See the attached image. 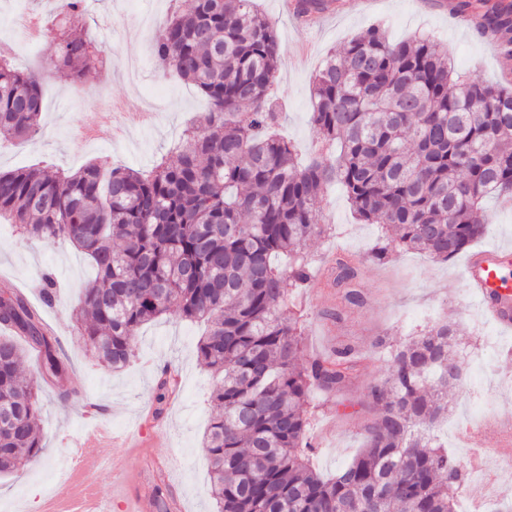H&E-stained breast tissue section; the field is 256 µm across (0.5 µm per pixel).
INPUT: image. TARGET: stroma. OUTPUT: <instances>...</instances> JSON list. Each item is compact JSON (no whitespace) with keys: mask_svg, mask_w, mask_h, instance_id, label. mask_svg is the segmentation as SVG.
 <instances>
[{"mask_svg":"<svg viewBox=\"0 0 512 512\" xmlns=\"http://www.w3.org/2000/svg\"><path fill=\"white\" fill-rule=\"evenodd\" d=\"M191 2L85 0L84 13L73 23L72 32L98 45L103 64L73 82L60 78L48 47L25 38L15 24L16 17L32 9L44 18L53 17L54 0H0V41L13 44L15 64L44 74L43 131L22 142H1L0 171L38 167L71 174L95 160L146 170L171 157L184 129L196 113L207 110L208 103L172 68L160 65L152 47L158 25L172 7L185 9ZM284 2L257 0V6L275 23L282 46L270 90L281 113L280 132L304 159L310 157L316 141L310 120L316 71L329 52L342 49L371 26L384 27L395 41L433 37L447 48L458 72L479 82L498 81L506 67L496 43L456 12L457 0H335L334 10L308 18L297 17ZM104 83L113 98L139 97L154 111L153 122L144 123L133 110L124 118L121 138L104 130L95 141H86L80 132L85 95ZM322 207L332 232L309 242L315 280L292 295L304 312V357H320L349 344L362 353L364 363L344 390L311 395L310 439L320 471L335 473L361 446V427L369 416L364 396L388 369L380 341L405 342L439 318L456 322L460 331L454 352L463 379L460 388L448 394V422L438 438L450 454L463 451L462 427L479 406L471 398L475 392L484 398L479 407L486 425L512 418V329L488 322L471 299L461 278L465 255L441 262L398 250L386 262L369 261V250L382 233L380 225L358 220L335 185L325 189ZM337 254L356 263L362 304H343L328 285L326 269ZM47 274L57 283L58 297L46 306L41 286ZM94 275L87 257L69 242L31 239L13 225L0 223V289H27L30 302L54 327L69 364L68 376L44 387L41 394L40 460L23 471L0 476V512L20 498L25 501L22 512H41V489L46 485L59 496L71 493L72 485L60 481L57 471L71 465L80 444L113 458L116 469L130 470L146 493L156 483L153 461L163 462L182 512H216L202 447L213 413L209 401L213 380L196 356L202 325L169 312L141 329L130 365L112 370L90 358L74 319L82 290ZM334 309L340 310V320L326 318V311ZM157 362L172 364L181 382L177 400L167 403L159 426L154 427L149 418L157 407L154 388L159 373L153 368ZM88 400L107 410L112 432L132 435L135 449L113 447L104 436L92 433L83 413Z\"/></svg>","mask_w":512,"mask_h":512,"instance_id":"35a3bbf8","label":"stroma"}]
</instances>
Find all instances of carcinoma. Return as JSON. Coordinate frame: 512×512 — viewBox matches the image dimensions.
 <instances>
[{"label": "carcinoma", "instance_id": "obj_1", "mask_svg": "<svg viewBox=\"0 0 512 512\" xmlns=\"http://www.w3.org/2000/svg\"><path fill=\"white\" fill-rule=\"evenodd\" d=\"M255 0H195L174 10L155 58L205 95L209 109L144 175L94 164L73 174L38 168L0 173V220L39 240L62 239L96 270L76 317L86 350L125 368L140 329L172 309L206 325L197 356L219 380L205 451L218 512H457L465 470L424 429L448 415L460 382L455 325L439 322L398 345L380 342L389 369L366 394L363 448L331 476L311 462L313 391L337 392L362 353L340 345L304 365L302 313L291 289L312 281L303 246L327 234L326 186H342L365 224L392 235L370 259L396 249L447 262L485 234L483 203L512 198V77L473 82L428 38L392 42L373 26L327 58L315 78L311 123L319 138L303 165L275 133L269 87L282 47ZM334 0H297L301 15ZM459 11L512 59V4L461 0ZM51 59L99 62L91 42L55 28ZM42 74L0 51V141L40 130ZM332 285L362 301L356 268L336 259ZM0 474L36 462L41 382L68 365L57 337L26 298L0 292ZM36 354L40 379L20 366Z\"/></svg>", "mask_w": 512, "mask_h": 512}]
</instances>
